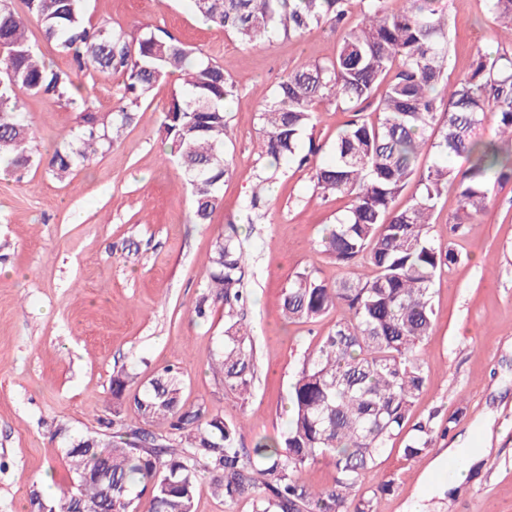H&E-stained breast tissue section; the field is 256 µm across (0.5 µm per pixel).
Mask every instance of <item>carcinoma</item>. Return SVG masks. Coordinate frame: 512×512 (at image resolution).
<instances>
[{"instance_id":"cac0c4a2","label":"carcinoma","mask_w":512,"mask_h":512,"mask_svg":"<svg viewBox=\"0 0 512 512\" xmlns=\"http://www.w3.org/2000/svg\"><path fill=\"white\" fill-rule=\"evenodd\" d=\"M87 0H0V164L8 172L43 165L62 181L79 165L109 150L130 127L141 103L179 71L182 86L162 113L161 130L171 156L191 186L194 219L210 223L231 176L230 122L224 102L235 81L211 57L159 30L134 34L120 25L86 19ZM210 26L250 49L273 38L299 37L325 25L338 35L336 54L293 70L261 95L259 157L265 161L247 203V220L261 216L266 185L283 163L311 172L313 192L349 204L326 229L321 249L336 265L363 266L364 276L334 283L311 271L296 272L282 293L283 315L313 322L334 310L342 316L317 348L303 357L290 387L289 420L278 440L248 450L241 426L182 402L176 371L153 378L128 399L131 376L112 377V400L127 404L157 434L120 425L115 435L67 437L69 482L45 500L33 489L34 512H137L131 489L149 488L146 512H194L200 475L229 504L251 501L252 512H376L377 492H361L376 460L409 425L411 406L426 385L417 346L430 335L435 278L457 263L455 250L432 234L431 217L448 185L459 206L448 222L452 235L479 223L495 186L512 178V0H487L508 46L477 53L470 73L448 84L450 19L443 0H192ZM80 72L118 81L112 111L98 112L74 74L47 64L26 37L31 21ZM77 111L78 132L48 157L38 149L21 92ZM344 105L351 119L336 133L329 157L317 158V112ZM378 119H364L365 106ZM496 137L478 131L487 122ZM431 156L426 167L423 155ZM461 158L460 169L451 159ZM417 181L411 203L396 200ZM246 256L237 228L229 225L213 246L208 283L194 305L199 320L224 305V338L211 369L224 389L245 395L255 378V351L244 326ZM404 451L428 450L433 430L411 428ZM263 467L255 468V461ZM327 460L333 484L315 489L304 478Z\"/></svg>"}]
</instances>
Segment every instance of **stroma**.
I'll return each mask as SVG.
<instances>
[{"mask_svg":"<svg viewBox=\"0 0 512 512\" xmlns=\"http://www.w3.org/2000/svg\"><path fill=\"white\" fill-rule=\"evenodd\" d=\"M449 77L466 74L477 51L495 52L486 0H447ZM95 23L131 31L162 28L203 50L236 82L230 109L234 174L211 223L192 219L189 188L168 160L162 111L178 76L159 84L110 150L60 182L43 167L0 176V512H31L29 492L54 497L68 481L56 425L69 433L105 432L112 419L113 374H135L143 388L177 367L185 405H204L244 422L243 444L280 437L299 361L328 334L340 312L313 323L283 317L280 298L295 272L333 283L344 269L320 251L326 224L347 199L314 197L307 170L282 166L266 194L263 218L247 222L245 204L260 167L258 95L281 76L336 50L321 27L251 50L205 25L191 0H87ZM24 107L42 153L71 139L75 114L27 94ZM235 225L249 256L246 322L256 353L250 395L225 391L210 364L224 334V308L208 321L192 310L208 279L216 237ZM460 261L433 286L431 336L418 348L427 382L412 423L434 430L428 451L403 452L397 436L368 485L388 484L377 512H512V181L496 187L475 232L451 238ZM485 454L457 487L434 469L449 450Z\"/></svg>","mask_w":512,"mask_h":512,"instance_id":"35a3bbf8","label":"stroma"}]
</instances>
